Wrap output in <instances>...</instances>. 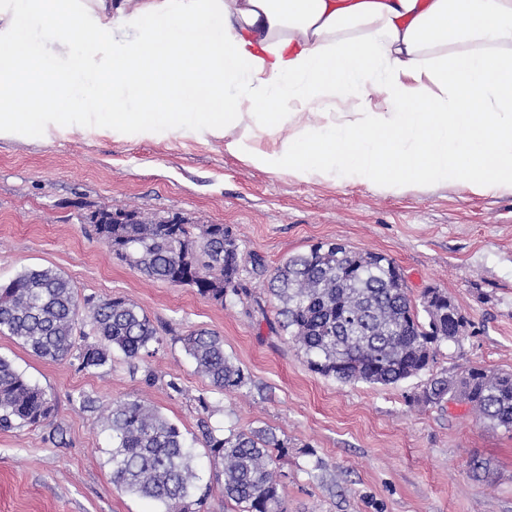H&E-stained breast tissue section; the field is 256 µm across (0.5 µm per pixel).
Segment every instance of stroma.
Masks as SVG:
<instances>
[{
    "label": "stroma",
    "mask_w": 512,
    "mask_h": 512,
    "mask_svg": "<svg viewBox=\"0 0 512 512\" xmlns=\"http://www.w3.org/2000/svg\"><path fill=\"white\" fill-rule=\"evenodd\" d=\"M63 117L49 138H0V283L50 267L80 301L137 303L163 340L130 364L96 373L48 361L0 334L9 359L56 406L52 422L0 427V512H159L119 489L104 426L113 401L139 397L177 424L210 488L201 512H241L224 495L203 427L273 429L285 512H512V431L479 424L470 405L424 404L433 376L471 365L512 372V194H474L466 182L386 192L364 184L295 180L243 162L223 140L194 133L141 138ZM178 214L221 224L238 244L242 291L218 304L196 289L152 280L117 258L87 216L100 208ZM319 240L384 253L420 303L440 288L471 322L433 366L390 386L341 383L311 371L280 327L270 273ZM208 330L248 373L238 392L212 387L182 347ZM177 381L173 392L169 381ZM94 404L83 407L80 395ZM209 407L201 409L199 397Z\"/></svg>",
    "instance_id": "1"
}]
</instances>
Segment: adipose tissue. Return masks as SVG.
I'll list each match as a JSON object with an SVG mask.
<instances>
[{"label": "adipose tissue", "mask_w": 512, "mask_h": 512, "mask_svg": "<svg viewBox=\"0 0 512 512\" xmlns=\"http://www.w3.org/2000/svg\"><path fill=\"white\" fill-rule=\"evenodd\" d=\"M107 101L301 181L512 193V0H0V138Z\"/></svg>", "instance_id": "1"}]
</instances>
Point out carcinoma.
I'll list each match as a JSON object with an SVG mask.
<instances>
[{
	"label": "carcinoma",
	"instance_id": "carcinoma-1",
	"mask_svg": "<svg viewBox=\"0 0 512 512\" xmlns=\"http://www.w3.org/2000/svg\"><path fill=\"white\" fill-rule=\"evenodd\" d=\"M131 221L98 224V237L150 279L194 285L217 303L241 292L238 246L222 224H210L201 238L194 224H167L161 216L130 211ZM278 302L281 327L303 351L308 367L339 382L389 386L414 377L435 362L441 345L461 340L469 319L459 308L448 315V293L424 292L410 299L393 258L356 251L334 241L317 243L278 266L268 281ZM89 319L95 340L76 344L79 321ZM0 333L53 361L73 357L85 371L105 368L114 351L132 361L161 342L150 318L133 301L108 297L81 306L71 281L43 268L25 270L0 284ZM185 353L211 386L239 391L251 378L224 352L209 331L183 339ZM458 377L430 380L427 404L445 398L469 404L490 428L512 430V372L489 373L469 366ZM55 416L45 391L0 357V426H39ZM112 431L108 462L117 486L156 501L160 512H189L203 505L191 447L179 427L138 397L112 404L105 418ZM213 464L222 469L224 496L242 512H285L277 463L288 440L270 428L217 434L203 431Z\"/></svg>",
	"mask_w": 512,
	"mask_h": 512
}]
</instances>
